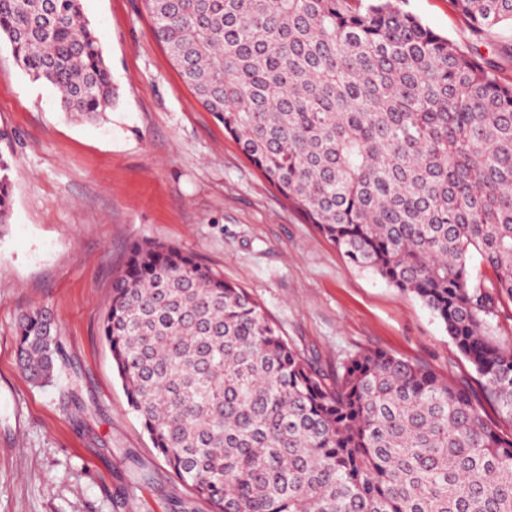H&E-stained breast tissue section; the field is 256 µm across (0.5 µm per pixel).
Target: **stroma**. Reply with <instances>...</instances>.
<instances>
[{
  "mask_svg": "<svg viewBox=\"0 0 512 512\" xmlns=\"http://www.w3.org/2000/svg\"><path fill=\"white\" fill-rule=\"evenodd\" d=\"M119 100L104 119L63 112L0 41V151L16 158L0 232V512H179L187 490L127 403L100 325L137 241L180 246L244 288L288 342L334 371L385 350L439 377L479 376L414 295L351 265L306 223L177 75L143 0H82ZM423 23L496 61L512 32L475 36L453 0H407ZM58 323L60 370L29 382L21 314ZM77 377L83 404L68 397Z\"/></svg>",
  "mask_w": 512,
  "mask_h": 512,
  "instance_id": "stroma-1",
  "label": "stroma"
}]
</instances>
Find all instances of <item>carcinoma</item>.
<instances>
[{
    "mask_svg": "<svg viewBox=\"0 0 512 512\" xmlns=\"http://www.w3.org/2000/svg\"><path fill=\"white\" fill-rule=\"evenodd\" d=\"M480 36L512 0H455ZM182 81L354 266L417 297L512 422V83L406 0H144ZM87 118L118 98L82 0H0V40ZM0 152V230L11 212ZM483 272L474 280L472 261ZM101 335L153 447L212 512H512V431L462 384L384 350L330 375L244 289L193 254L134 243ZM61 347L35 310L18 365ZM493 334L512 347V302L498 305L494 315L488 318Z\"/></svg>",
    "mask_w": 512,
    "mask_h": 512,
    "instance_id": "cac0c4a2",
    "label": "carcinoma"
}]
</instances>
